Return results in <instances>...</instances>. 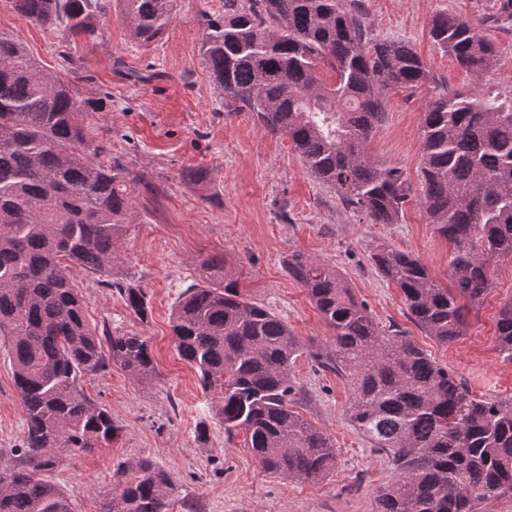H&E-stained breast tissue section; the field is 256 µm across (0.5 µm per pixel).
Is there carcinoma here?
<instances>
[{
    "mask_svg": "<svg viewBox=\"0 0 512 512\" xmlns=\"http://www.w3.org/2000/svg\"><path fill=\"white\" fill-rule=\"evenodd\" d=\"M179 0H118L132 41L160 39ZM345 0H224L203 14L202 55L226 112H249L286 136L307 172L372 224H398L412 199L403 171L367 155L383 103L429 72L414 48L379 40ZM18 12L72 38L95 40L112 0H14ZM429 34L473 86L431 97L421 120L420 205L452 245L453 287L436 283L412 254L380 244L377 271L401 291L412 320L441 344L464 335L469 312L494 288L491 265L512 259V95L481 88L495 64L479 25L433 16ZM69 80L42 69L24 45L0 35V336L8 344L25 419L15 463L0 466V512H74L42 474L67 457L115 440L120 427L86 396L82 379L113 365L152 379L148 341L101 340L74 288L77 270L112 276L131 220L136 181L90 145ZM210 282L191 284L172 312L175 349L217 397L224 431L245 434L267 469L320 483L334 473L330 437L296 411L291 367L303 345L278 314L250 302L225 266L205 260ZM288 276L333 329L320 366L349 385V415L400 480L379 491L377 512H481L512 492V399L474 397L406 333L379 328L335 269L302 254ZM125 306L148 315L146 293L118 285ZM498 351L512 362V301L496 319ZM122 480L102 512H166L174 484L149 458L119 464Z\"/></svg>",
    "mask_w": 512,
    "mask_h": 512,
    "instance_id": "cac0c4a2",
    "label": "carcinoma"
}]
</instances>
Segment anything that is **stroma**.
Listing matches in <instances>:
<instances>
[{"label":"stroma","instance_id":"35a3bbf8","mask_svg":"<svg viewBox=\"0 0 512 512\" xmlns=\"http://www.w3.org/2000/svg\"><path fill=\"white\" fill-rule=\"evenodd\" d=\"M374 36L410 41L430 81L389 92L368 155L401 168L419 186L420 123L429 98L443 89L470 87V76L432 41L430 21L448 12L483 21L497 49L487 74L490 90L512 91V23H490L499 0H357ZM224 0H180L158 41L138 46L118 17L100 25L92 43L71 41L59 28L37 24L0 0V35L23 42L46 71L64 74V54L80 57L81 99L106 98L102 112L84 113L88 139L104 143L136 178L133 222L112 277L76 272L89 324L149 342L157 375L146 384L112 366L83 379L85 392L121 428L106 448L71 457L49 472L75 512H101L118 483L117 468L130 458H151L174 482L167 512H376V497L396 482L390 457L372 449L349 418V387L323 369L318 354L334 345L306 291L284 262L300 253L333 267L365 302L380 327L408 332L432 359L462 379L478 398L512 399V364L498 353L496 319L512 300V262L493 263L494 288L470 312L463 336L441 344L409 318L400 290L375 269L370 254L385 243L410 253L441 286H449L451 246L429 224L419 203L400 223L372 224L305 170L287 137L262 130L250 113L221 108L203 62V13L219 14ZM224 262L248 301L286 321L303 348L292 375L303 398L298 412L326 432L337 468L313 485L267 471L244 444L226 434L216 398L175 350L171 311L188 284L203 282L205 259ZM143 288L148 316L124 305L115 285ZM24 436V416L0 338V461Z\"/></svg>","mask_w":512,"mask_h":512}]
</instances>
